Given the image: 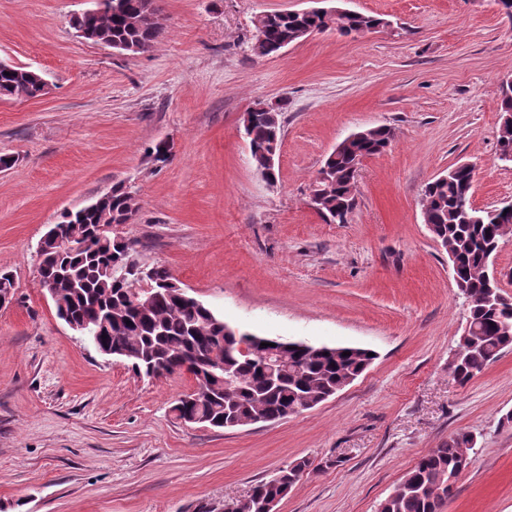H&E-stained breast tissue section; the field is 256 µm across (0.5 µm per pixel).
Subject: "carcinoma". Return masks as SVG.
<instances>
[{"label":"carcinoma","mask_w":512,"mask_h":512,"mask_svg":"<svg viewBox=\"0 0 512 512\" xmlns=\"http://www.w3.org/2000/svg\"><path fill=\"white\" fill-rule=\"evenodd\" d=\"M116 7L86 12L74 25L86 30L89 39L125 51L151 48L164 30L163 18L154 0H112ZM386 25L372 14H346L333 18L325 13L274 12L257 18L252 50L259 57L277 54L281 45L300 31L332 29L355 35L362 28ZM42 76L35 70L16 65L0 67V99L36 98L41 95ZM288 101L282 100L257 113L245 129L251 158L256 169L279 178V167L268 164L269 154L280 153L284 137L283 114ZM499 149L512 151V96L500 98ZM388 126L367 129L365 136L332 153L324 166L327 176L315 181L312 193L320 214L333 217L336 207L352 199L358 164L361 159L384 151L393 142ZM474 179L471 170H458L446 180H435L424 190L423 220L431 225L434 237L446 242L467 274L465 279L474 301L467 320L471 339L458 343L454 367L455 380L469 382L512 349V302L499 304L485 299L486 271L490 257L499 246L498 226L489 214L473 210L460 202L462 187ZM132 194L122 186L100 196L97 201L76 211H66L56 224L62 246L45 241L38 248L43 275L57 288L56 315L64 320L87 323L82 334L96 348H106L132 364L145 375L167 365V374L186 363L194 364V381L199 392L179 398L171 411L179 420L186 414L206 420L212 428L229 429L232 423L256 414L275 420L303 411L312 403L339 391L342 382L364 372L370 350L356 347H329L325 350L299 348L297 342L275 346L288 361V371L278 384L270 383L252 349L268 338L229 335L224 319L203 302L186 301L164 265L150 266L151 298L135 297L133 285L120 277L117 266L134 244L117 235L113 228L128 224L136 215ZM246 349H241L240 345ZM474 435L459 432L448 442L432 449L404 475L398 486L379 505V512H439L453 490L450 478L467 469ZM310 461L300 458L280 469L273 478L258 482L249 494L251 505L245 512H262L268 498L284 499L309 470Z\"/></svg>","instance_id":"carcinoma-1"}]
</instances>
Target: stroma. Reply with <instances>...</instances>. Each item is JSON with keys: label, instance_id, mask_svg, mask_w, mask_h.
I'll return each mask as SVG.
<instances>
[{"label": "stroma", "instance_id": "stroma-1", "mask_svg": "<svg viewBox=\"0 0 512 512\" xmlns=\"http://www.w3.org/2000/svg\"><path fill=\"white\" fill-rule=\"evenodd\" d=\"M97 0H0V60L40 71L38 98L0 99V512H197L243 499L299 458L279 512H378L418 459L460 431L472 462L442 512H512V349L467 384L448 371L467 318L446 250L423 221L425 186L475 168L473 204L512 200L498 159L512 21L495 0H324L387 28L252 51L257 16L312 0H155L149 51L82 37ZM286 98L279 181L256 170L244 112ZM395 140L365 159L347 223L308 201L355 132ZM171 146L167 162L148 150ZM125 186L121 225L140 259L242 331L354 346L375 358L315 407L233 430L176 420L193 379H149L60 320L38 286L37 245L65 211Z\"/></svg>", "mask_w": 512, "mask_h": 512}]
</instances>
